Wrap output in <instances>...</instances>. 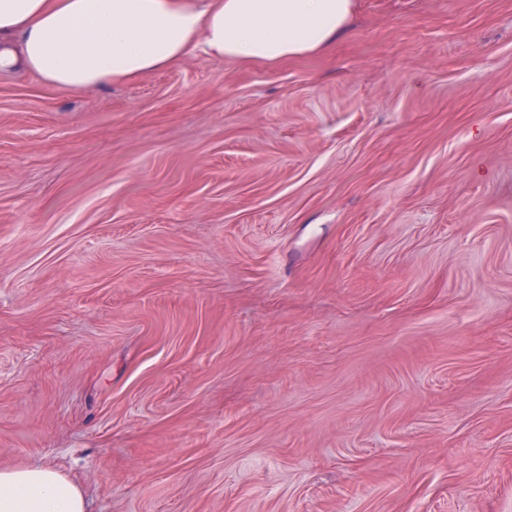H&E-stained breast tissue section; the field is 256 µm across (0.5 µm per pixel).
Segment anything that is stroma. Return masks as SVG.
Here are the masks:
<instances>
[{
    "mask_svg": "<svg viewBox=\"0 0 512 512\" xmlns=\"http://www.w3.org/2000/svg\"><path fill=\"white\" fill-rule=\"evenodd\" d=\"M88 512H512V0L279 63L0 74V470Z\"/></svg>",
    "mask_w": 512,
    "mask_h": 512,
    "instance_id": "obj_1",
    "label": "stroma"
}]
</instances>
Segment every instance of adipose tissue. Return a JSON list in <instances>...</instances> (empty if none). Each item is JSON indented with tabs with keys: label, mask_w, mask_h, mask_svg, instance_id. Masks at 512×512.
<instances>
[{
	"label": "adipose tissue",
	"mask_w": 512,
	"mask_h": 512,
	"mask_svg": "<svg viewBox=\"0 0 512 512\" xmlns=\"http://www.w3.org/2000/svg\"><path fill=\"white\" fill-rule=\"evenodd\" d=\"M355 0H0V71L90 91L203 52L278 62L340 37ZM0 512H87L53 469L0 470Z\"/></svg>",
	"instance_id": "obj_1"
}]
</instances>
